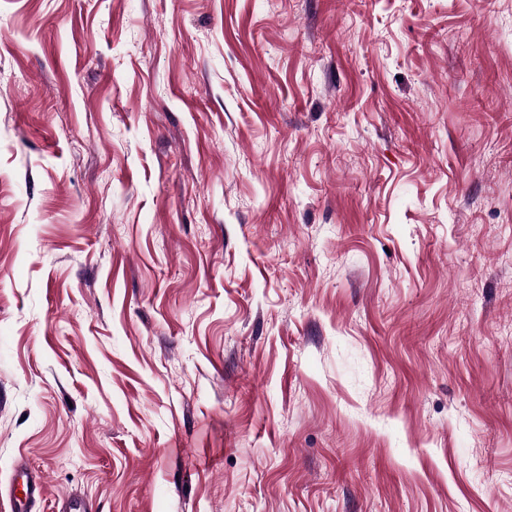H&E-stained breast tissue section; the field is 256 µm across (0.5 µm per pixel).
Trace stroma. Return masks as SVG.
I'll return each instance as SVG.
<instances>
[{
  "mask_svg": "<svg viewBox=\"0 0 512 512\" xmlns=\"http://www.w3.org/2000/svg\"><path fill=\"white\" fill-rule=\"evenodd\" d=\"M512 512V0H0V512ZM21 486L20 495L16 493L17 487ZM11 490L14 497V508L22 512L27 503L39 497L43 490V480L38 475L28 474L23 470L15 469L11 481Z\"/></svg>",
  "mask_w": 512,
  "mask_h": 512,
  "instance_id": "obj_1",
  "label": "stroma"
}]
</instances>
